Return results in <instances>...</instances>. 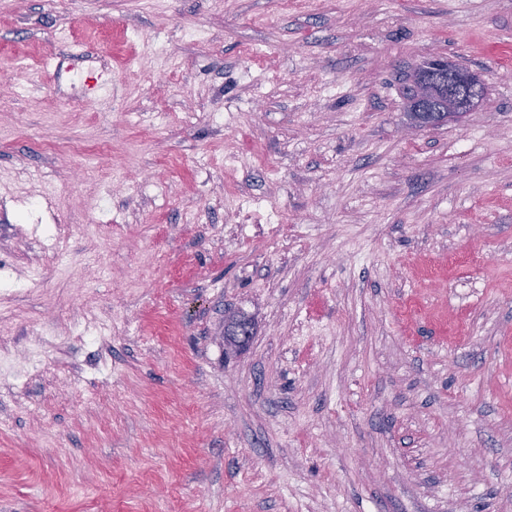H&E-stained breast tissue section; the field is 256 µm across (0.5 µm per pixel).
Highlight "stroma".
<instances>
[{"instance_id": "1", "label": "stroma", "mask_w": 512, "mask_h": 512, "mask_svg": "<svg viewBox=\"0 0 512 512\" xmlns=\"http://www.w3.org/2000/svg\"><path fill=\"white\" fill-rule=\"evenodd\" d=\"M0 512H512V0H0ZM448 99V116H460L469 112L484 100L485 86L474 73L459 70L451 65L447 58L433 56L419 66L411 79L408 115L412 123L416 121L415 112H426L427 89Z\"/></svg>"}]
</instances>
